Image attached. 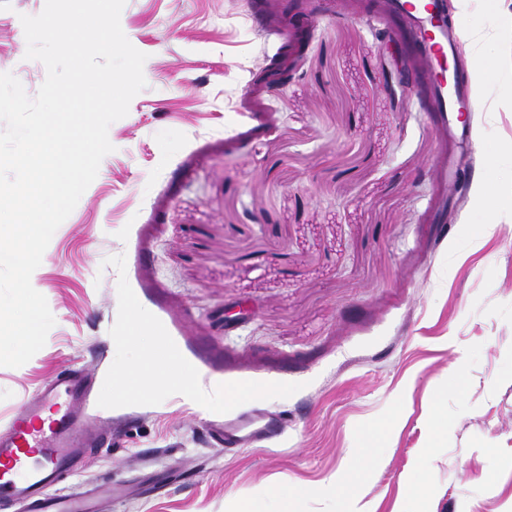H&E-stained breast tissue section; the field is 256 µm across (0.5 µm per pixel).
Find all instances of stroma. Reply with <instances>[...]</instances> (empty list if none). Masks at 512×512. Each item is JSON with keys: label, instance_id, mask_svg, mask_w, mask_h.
Wrapping results in <instances>:
<instances>
[{"label": "stroma", "instance_id": "obj_1", "mask_svg": "<svg viewBox=\"0 0 512 512\" xmlns=\"http://www.w3.org/2000/svg\"><path fill=\"white\" fill-rule=\"evenodd\" d=\"M44 5L0 0V73L31 96L47 71L20 17ZM511 12L451 0L449 20ZM120 24L146 86L43 255L55 324L0 367V430L76 370L98 438L55 491L98 512H512V208L485 200L512 191V100L468 40L447 63L499 107L461 124L432 109L438 64L392 0H125ZM398 65L412 81L394 95ZM238 305L249 320L225 327ZM140 308L145 336L234 401L130 391L116 371L150 354L129 335ZM258 391L284 433L225 451V415Z\"/></svg>", "mask_w": 512, "mask_h": 512}]
</instances>
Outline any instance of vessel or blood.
<instances>
[{"label":"vessel or blood","instance_id":"1","mask_svg":"<svg viewBox=\"0 0 512 512\" xmlns=\"http://www.w3.org/2000/svg\"><path fill=\"white\" fill-rule=\"evenodd\" d=\"M88 394L78 373L63 374L15 415L0 433V499L25 512H89L82 498L51 493L86 449Z\"/></svg>","mask_w":512,"mask_h":512}]
</instances>
